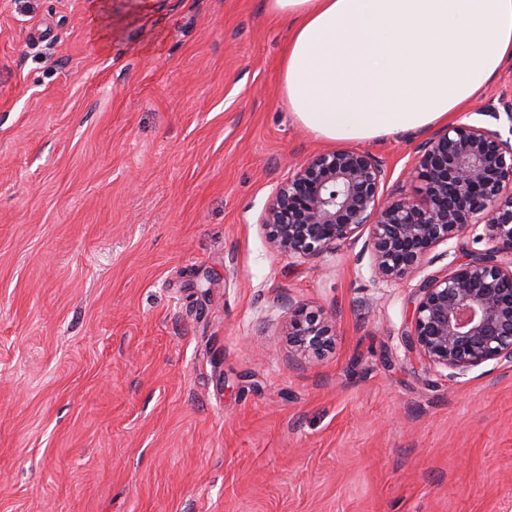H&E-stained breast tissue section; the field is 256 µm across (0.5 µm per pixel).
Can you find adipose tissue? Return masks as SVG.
<instances>
[{
    "label": "adipose tissue",
    "mask_w": 512,
    "mask_h": 512,
    "mask_svg": "<svg viewBox=\"0 0 512 512\" xmlns=\"http://www.w3.org/2000/svg\"><path fill=\"white\" fill-rule=\"evenodd\" d=\"M292 23L280 87L316 138L447 122L512 57V0H265Z\"/></svg>",
    "instance_id": "adipose-tissue-1"
}]
</instances>
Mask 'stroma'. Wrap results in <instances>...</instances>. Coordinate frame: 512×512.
Returning a JSON list of instances; mask_svg holds the SVG:
<instances>
[{
	"mask_svg": "<svg viewBox=\"0 0 512 512\" xmlns=\"http://www.w3.org/2000/svg\"><path fill=\"white\" fill-rule=\"evenodd\" d=\"M0 0V512H505L512 367L408 359L423 272L374 278L361 243L311 259L259 217L330 149L280 92L291 33L264 0ZM512 101V58L452 123ZM431 130L363 142L388 191ZM334 322L295 356L289 302Z\"/></svg>",
	"mask_w": 512,
	"mask_h": 512,
	"instance_id": "35a3bbf8",
	"label": "stroma"
}]
</instances>
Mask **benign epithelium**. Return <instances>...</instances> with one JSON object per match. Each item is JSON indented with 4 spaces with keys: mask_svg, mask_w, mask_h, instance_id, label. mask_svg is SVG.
Wrapping results in <instances>:
<instances>
[{
    "mask_svg": "<svg viewBox=\"0 0 512 512\" xmlns=\"http://www.w3.org/2000/svg\"><path fill=\"white\" fill-rule=\"evenodd\" d=\"M415 173L422 198L385 194L386 161L346 147L292 165L259 224L271 246L294 258L333 251L368 233L374 276L401 280L440 244L485 226L487 248L417 290L405 350L430 365L465 375L487 362L512 364V136L460 123L420 149ZM288 341L303 356L328 351L335 325L320 310L294 308Z\"/></svg>",
    "mask_w": 512,
    "mask_h": 512,
    "instance_id": "7a95c632",
    "label": "benign epithelium"
}]
</instances>
